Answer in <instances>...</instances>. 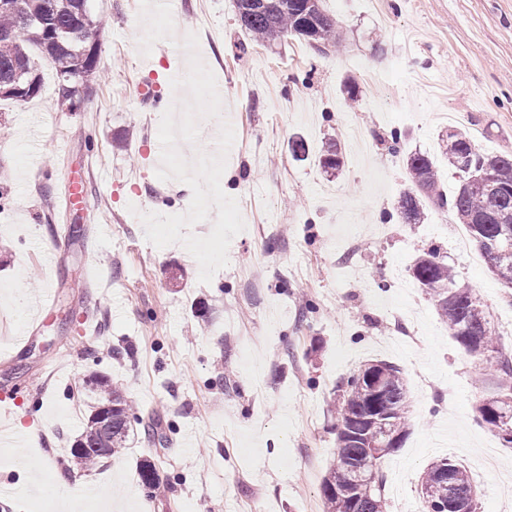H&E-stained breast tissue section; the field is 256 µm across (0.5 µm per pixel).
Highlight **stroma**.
<instances>
[{
  "mask_svg": "<svg viewBox=\"0 0 512 512\" xmlns=\"http://www.w3.org/2000/svg\"><path fill=\"white\" fill-rule=\"evenodd\" d=\"M139 2L91 0L107 21L101 78L77 106L61 103L43 58L39 94L0 101V397L20 398L21 425L38 431L21 456L0 451V485L14 490L0 512H58L59 469L76 512H323L336 459L330 403L371 360L401 368L409 399V434L381 464L387 512H423L421 477L441 458L472 469L477 512H500L512 447L475 412L497 380L449 335L430 296L393 275L438 248L506 352L512 289L456 250V225L439 209L422 224L392 219L406 176L387 137L401 131L407 148L431 155L448 195L458 178L442 153L445 114H461L484 151L512 154V0H323L343 22L344 52L287 37L244 55L234 0H171L174 38L146 57ZM190 32L236 129L221 187L246 225L207 284L182 245L148 243L137 217L183 213L192 198L185 183L158 179L162 112L136 102L140 83L177 99L171 80L187 58L175 43ZM33 112L43 118L34 130ZM297 134L303 160L289 149ZM334 139L344 159L335 176L316 161ZM72 180L90 209L66 205ZM50 286L56 296L39 313ZM85 320L96 333L81 335ZM25 332L30 343L14 344ZM96 373L121 386L136 419L125 450L88 474L70 448L97 402L87 384ZM488 448L503 470L475 471ZM145 459L163 496L139 483Z\"/></svg>",
  "mask_w": 512,
  "mask_h": 512,
  "instance_id": "35a3bbf8",
  "label": "stroma"
}]
</instances>
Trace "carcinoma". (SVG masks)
Masks as SVG:
<instances>
[{"label":"carcinoma","mask_w":512,"mask_h":512,"mask_svg":"<svg viewBox=\"0 0 512 512\" xmlns=\"http://www.w3.org/2000/svg\"><path fill=\"white\" fill-rule=\"evenodd\" d=\"M89 0H16L18 6L0 7V99L25 101L38 95L40 75L28 89L16 95L10 91L17 66L36 67L31 49L52 61L59 79V96L72 101L77 93L91 88L100 79L95 37L104 29L101 19L90 9L75 14L80 2ZM268 9L262 0H236L240 28L257 43L271 42L289 35L302 37L299 29L306 21L304 0H274ZM315 0V36L304 38L307 46L321 51L323 46L342 44L341 21ZM448 167L459 175L451 197L438 189V171L432 158L422 152L406 155L408 187L400 194L395 209L404 224H421L427 218L426 202L450 213L465 225L490 272L504 287L512 288V253L502 256L492 250L504 236L512 238V155L483 151L469 131L448 127L444 149ZM320 165L334 173L344 165L341 149L329 143L320 156ZM492 169L507 176L504 184L490 189L484 174ZM411 276L431 296L438 314L448 324V333L474 356L495 352L494 371L499 393L476 406L479 421L512 445L503 427L512 426V354L496 347L495 330L489 313L472 288L459 285L452 271L435 250L419 256ZM101 396L90 414L85 430L71 448V454L84 462L121 453L126 448L132 418L131 404L122 388L106 375L95 377ZM342 395L331 408L337 414V462L321 484L324 512H385L384 480L376 465L351 470L346 464L361 462L368 450L379 460L401 447L409 427L407 390L401 369L388 361L375 360L361 365L340 385ZM146 493L156 497L163 487L155 465L145 460L138 469ZM426 506L451 501L477 512L475 485L467 470L447 458L428 465L420 483Z\"/></svg>","instance_id":"carcinoma-1"}]
</instances>
